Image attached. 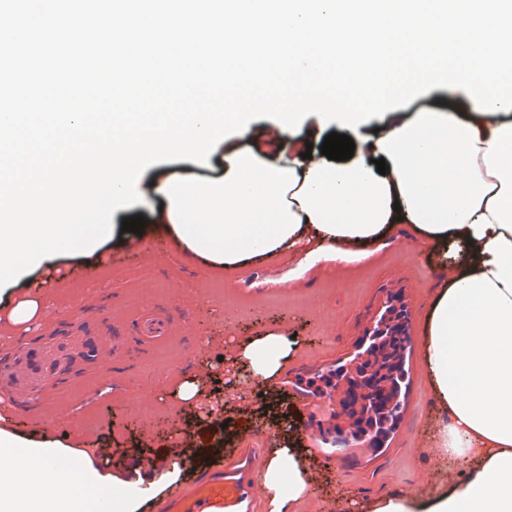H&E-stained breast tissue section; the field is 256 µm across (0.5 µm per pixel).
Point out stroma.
<instances>
[{"instance_id": "obj_1", "label": "stroma", "mask_w": 512, "mask_h": 512, "mask_svg": "<svg viewBox=\"0 0 512 512\" xmlns=\"http://www.w3.org/2000/svg\"><path fill=\"white\" fill-rule=\"evenodd\" d=\"M432 110L461 116L469 106L461 93L437 87L399 112L409 120ZM222 167L217 154L205 166L176 160L147 167L139 179L140 202L113 212L112 235L96 250L64 252L55 258L54 268L65 271L66 278L47 289L36 319L26 327L0 325V340L11 345L10 350H0V366L11 363L15 351L44 345L45 326L58 327L65 334L72 324H95L98 308L107 305L118 316L106 324V338L128 335L125 313L156 303L166 306L178 331L193 339L194 347L187 353L154 351L135 364L133 375L126 379L114 377L103 360L75 364L65 376L75 387L53 409L57 426L41 422L23 426L11 420L0 425L31 438L57 439L61 424H77L80 432L66 440L67 446L87 451L94 463L110 464L119 478L111 491L95 493L96 512H113L129 497L138 499L139 512H160L162 504L181 499L213 465L212 460L198 459L191 440L195 430L216 425L204 409L208 400H223L226 417L241 427L236 440L224 448L227 458L253 448L267 453L279 447L277 427L253 403L258 387L251 379V367H239L230 382L219 368L220 360L234 358L238 337L284 325L296 338L298 348L287 368L262 389L264 397L279 402L285 415L299 402L286 391L289 380L332 368L348 357L371 320L381 314L389 292L403 294L407 333L419 334L423 307L436 276L420 252H413L410 261H394V254L408 242L405 235L362 261L342 266L323 261L291 279L287 287L266 288L265 277L284 264H299L300 255L288 251L238 274L200 266L171 240H162L156 247H137L121 231L128 217L155 223L166 206L158 189L164 179L204 180L220 175ZM91 267L98 269L97 277H80V270ZM406 369L401 416L383 447L377 451L352 448L330 461L312 456L315 485L293 512H338L339 506L356 505L387 492L426 491L458 474L460 464L445 459L435 440L418 348L410 349ZM185 378L201 391L189 403L178 394ZM148 456L159 457L161 467L141 468L138 458Z\"/></svg>"}]
</instances>
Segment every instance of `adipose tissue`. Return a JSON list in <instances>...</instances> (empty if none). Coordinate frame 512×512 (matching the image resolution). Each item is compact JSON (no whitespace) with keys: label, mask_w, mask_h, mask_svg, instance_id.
I'll use <instances>...</instances> for the list:
<instances>
[{"label":"adipose tissue","mask_w":512,"mask_h":512,"mask_svg":"<svg viewBox=\"0 0 512 512\" xmlns=\"http://www.w3.org/2000/svg\"><path fill=\"white\" fill-rule=\"evenodd\" d=\"M380 158L387 174L377 171ZM162 191L167 207L150 235L179 242L206 268L243 271L288 250L353 263L407 228L440 277L425 304L421 359L437 441L464 468L427 491L379 495L364 512H512V120L475 109L462 118L393 114L348 160L294 140L272 159L241 146L225 152L223 174L208 184L170 179ZM295 348L279 328L243 338L237 354L267 385ZM17 448L33 469L11 463ZM66 450L0 430V503L92 512L77 489H105L113 476L84 451L78 467L60 468ZM263 482L267 512H292L307 493L295 432L272 450Z\"/></svg>","instance_id":"obj_1"}]
</instances>
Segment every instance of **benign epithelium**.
Returning <instances> with one entry per match:
<instances>
[{"label": "benign epithelium", "instance_id": "7a95c632", "mask_svg": "<svg viewBox=\"0 0 512 512\" xmlns=\"http://www.w3.org/2000/svg\"><path fill=\"white\" fill-rule=\"evenodd\" d=\"M404 320L402 296L387 297L384 312L369 324L346 361L289 382L305 406H313L317 399L327 402L330 420L320 425L318 433L326 447L372 448L383 438L382 429L388 424L368 420L361 410L368 404L365 396L378 399L391 391L389 368L412 344V337L402 335Z\"/></svg>", "mask_w": 512, "mask_h": 512}]
</instances>
